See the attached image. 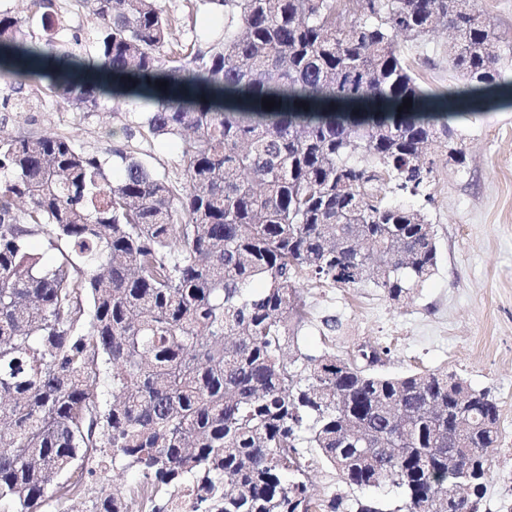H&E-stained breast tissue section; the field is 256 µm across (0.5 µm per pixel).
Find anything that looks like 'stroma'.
Returning a JSON list of instances; mask_svg holds the SVG:
<instances>
[{"label":"stroma","mask_w":512,"mask_h":512,"mask_svg":"<svg viewBox=\"0 0 512 512\" xmlns=\"http://www.w3.org/2000/svg\"><path fill=\"white\" fill-rule=\"evenodd\" d=\"M162 9L181 14L173 39L207 50L224 32V14L206 7L188 10L186 0H159ZM54 42L89 51L95 25L89 0H62ZM446 36L427 45L406 43L404 51L425 86L438 92L459 83L448 69ZM18 91L0 78V133L57 132L86 151L107 157L130 146L155 171H174L183 150L176 138H143L136 124L139 102L106 100L98 112L75 113L45 100L33 117L10 106ZM465 154L463 164L436 155L432 201L402 198V205L423 210L433 224L438 268L417 288L411 301L395 304L372 287L303 286L306 319L299 344L317 355L333 348L346 356L359 345L386 346L379 372L448 370L498 400L501 435L491 460V476L479 512L512 506V106H493L454 121ZM133 487L136 469L96 473L76 469L49 486L42 512H54L55 498L68 497L70 512H90L108 479Z\"/></svg>","instance_id":"1"}]
</instances>
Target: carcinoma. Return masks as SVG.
I'll return each instance as SVG.
<instances>
[{
	"label": "carcinoma",
	"instance_id": "cac0c4a2",
	"mask_svg": "<svg viewBox=\"0 0 512 512\" xmlns=\"http://www.w3.org/2000/svg\"><path fill=\"white\" fill-rule=\"evenodd\" d=\"M195 2L224 9L206 53L169 47L181 17L158 0H92L86 59L0 13L1 76L75 112L143 100L142 135L190 134L174 175L126 147L114 179L63 134L0 137V512H40L54 478L104 458L140 470L141 512H456L462 482L481 502L496 398L448 371L377 373L384 349L303 352L298 285L400 303L433 275V225L385 192L431 200L432 154L464 156L448 119L512 102V41L476 0ZM440 28L464 85L436 93L398 37ZM450 448L467 478L448 480ZM319 462L400 502L319 499ZM129 507L114 484L92 512Z\"/></svg>",
	"mask_w": 512,
	"mask_h": 512
}]
</instances>
